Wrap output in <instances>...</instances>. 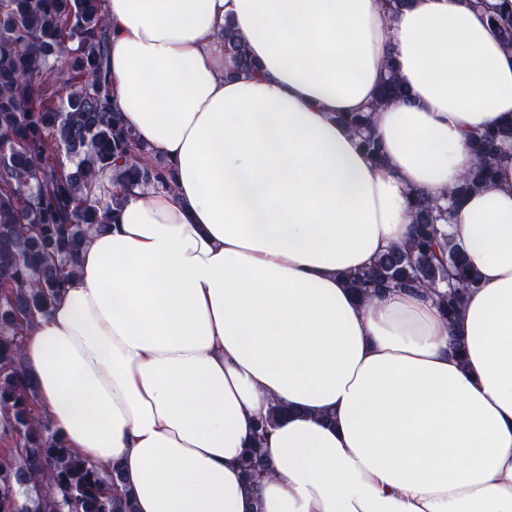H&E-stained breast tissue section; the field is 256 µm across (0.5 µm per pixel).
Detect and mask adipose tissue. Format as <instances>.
<instances>
[{
    "label": "adipose tissue",
    "mask_w": 512,
    "mask_h": 512,
    "mask_svg": "<svg viewBox=\"0 0 512 512\" xmlns=\"http://www.w3.org/2000/svg\"><path fill=\"white\" fill-rule=\"evenodd\" d=\"M112 101L174 172L93 234L22 362L135 512H512V152L454 215L480 274L455 322L342 275L446 195L512 120V49L467 0H106ZM232 26L259 65L230 74ZM410 102H379L389 64ZM371 112L384 162L340 112ZM464 338L461 354L448 348ZM290 413L240 460L255 420ZM241 469L249 483L259 480L271 470V464L262 448H252L242 459Z\"/></svg>",
    "instance_id": "1"
}]
</instances>
